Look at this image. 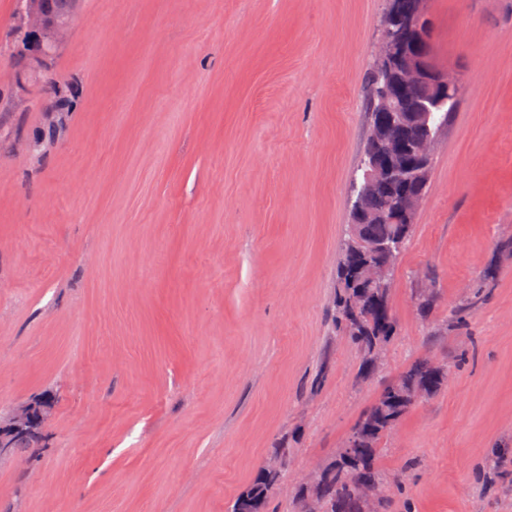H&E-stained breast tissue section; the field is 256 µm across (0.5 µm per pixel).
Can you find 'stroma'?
I'll return each instance as SVG.
<instances>
[{"mask_svg": "<svg viewBox=\"0 0 512 512\" xmlns=\"http://www.w3.org/2000/svg\"><path fill=\"white\" fill-rule=\"evenodd\" d=\"M427 10L462 93L366 373L334 299L386 0H79L40 69L0 0V416L52 407L0 512H230L425 360L448 381L381 443L393 512H512V0ZM266 473L274 476L270 485L271 491L288 490L284 481L280 463L277 457L268 456L262 463ZM259 467L254 479L236 498V508L233 512H265V507L271 495L269 490L270 476Z\"/></svg>", "mask_w": 512, "mask_h": 512, "instance_id": "35a3bbf8", "label": "stroma"}]
</instances>
